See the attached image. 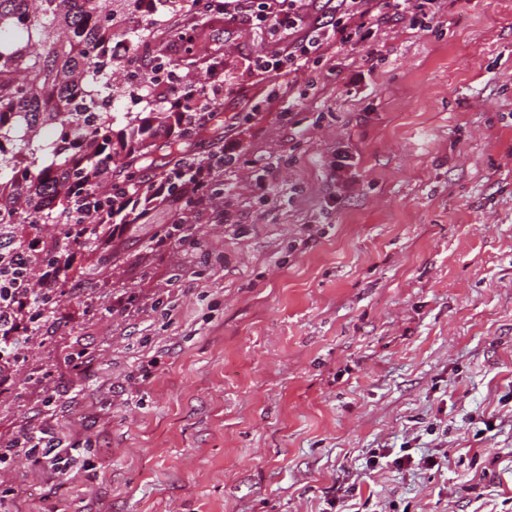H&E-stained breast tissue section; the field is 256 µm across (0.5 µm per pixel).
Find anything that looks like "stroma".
I'll list each match as a JSON object with an SVG mask.
<instances>
[{
	"mask_svg": "<svg viewBox=\"0 0 512 512\" xmlns=\"http://www.w3.org/2000/svg\"><path fill=\"white\" fill-rule=\"evenodd\" d=\"M184 24L235 178L69 251L0 441L72 464L0 461V512H512V0L386 12L272 82L265 33ZM31 435L38 438L36 439L37 442L34 444L28 442V437ZM42 439L43 438L38 436L36 432H31L29 434L22 435L20 438L13 442L3 445L4 448L0 449H7L6 454H8V457L11 458H21L25 460L38 459L39 455L43 454L42 451L47 448V444L45 446H40Z\"/></svg>",
	"mask_w": 512,
	"mask_h": 512,
	"instance_id": "35a3bbf8",
	"label": "stroma"
}]
</instances>
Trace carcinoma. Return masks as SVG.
I'll return each instance as SVG.
<instances>
[{"label":"carcinoma","instance_id":"obj_1","mask_svg":"<svg viewBox=\"0 0 512 512\" xmlns=\"http://www.w3.org/2000/svg\"><path fill=\"white\" fill-rule=\"evenodd\" d=\"M113 2L112 8L103 0H0V251L9 256L0 266L4 313L32 272L57 266L73 247L97 250L99 225L114 223L120 200L139 192L145 169L163 170L176 189L193 184L196 196L185 199L186 207L224 194L219 184H196L191 171L185 143L206 125L192 113V84L182 89L186 123L178 112H126L121 131L128 151L112 145L117 112L109 47L115 38L124 36L133 47L130 69L139 67L142 54L154 72H190L203 57L221 62L194 29L175 34L188 49L173 58L162 38L164 12L153 8V29L128 31L124 11L133 0ZM169 126L178 131L164 157L133 147L135 137ZM76 210L95 211L100 224L64 223Z\"/></svg>","mask_w":512,"mask_h":512}]
</instances>
